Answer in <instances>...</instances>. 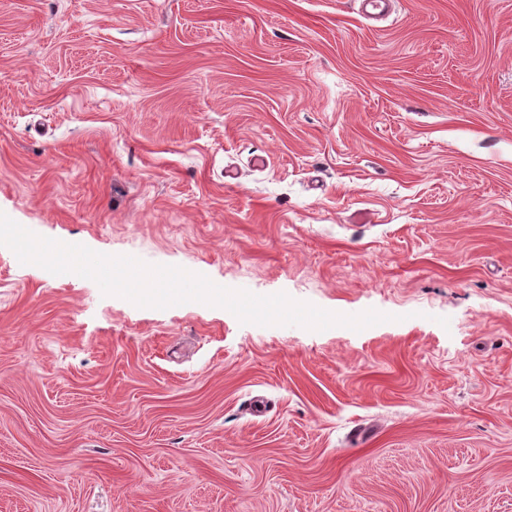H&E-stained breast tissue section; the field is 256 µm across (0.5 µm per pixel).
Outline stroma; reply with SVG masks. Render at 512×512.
Segmentation results:
<instances>
[{
  "label": "stroma",
  "instance_id": "obj_1",
  "mask_svg": "<svg viewBox=\"0 0 512 512\" xmlns=\"http://www.w3.org/2000/svg\"><path fill=\"white\" fill-rule=\"evenodd\" d=\"M0 211L391 316L141 308L0 247V512H512V0H0Z\"/></svg>",
  "mask_w": 512,
  "mask_h": 512
}]
</instances>
